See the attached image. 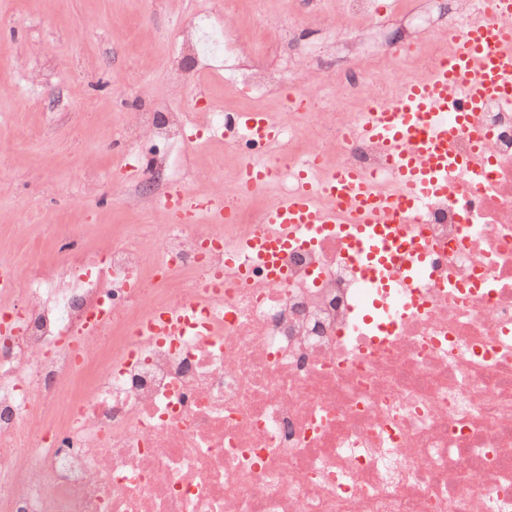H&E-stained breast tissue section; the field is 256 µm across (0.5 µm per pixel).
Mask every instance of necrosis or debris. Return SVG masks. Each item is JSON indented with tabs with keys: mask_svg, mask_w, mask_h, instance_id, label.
<instances>
[{
	"mask_svg": "<svg viewBox=\"0 0 512 512\" xmlns=\"http://www.w3.org/2000/svg\"><path fill=\"white\" fill-rule=\"evenodd\" d=\"M440 15L445 38L424 29L357 56L337 97L365 78L394 96L451 52L461 22L512 26L476 0ZM304 91L281 81L278 136L260 147L228 112L204 132L182 112L138 114L128 139L145 127L162 147L148 163L126 150L140 184L177 182L172 148L208 135L259 154L262 188L233 175L152 248L64 246L25 287L0 289V512H512V105L487 100L450 145L467 167L394 213L381 282L338 229L289 244L279 279L243 250L276 230L269 188L290 196L316 158L314 181L354 167L374 191H400L358 113L302 111ZM413 244L432 257L409 288ZM179 307L191 315L176 333L143 332Z\"/></svg>",
	"mask_w": 512,
	"mask_h": 512,
	"instance_id": "obj_1",
	"label": "necrosis or debris"
}]
</instances>
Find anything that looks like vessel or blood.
<instances>
[{"instance_id":"obj_1","label":"vessel or blood","mask_w":512,"mask_h":512,"mask_svg":"<svg viewBox=\"0 0 512 512\" xmlns=\"http://www.w3.org/2000/svg\"><path fill=\"white\" fill-rule=\"evenodd\" d=\"M490 98L512 104V29L493 30L471 21L463 26L452 53L425 79L404 85L394 99L370 102L360 115L361 134L387 147L401 195L373 192L353 169L329 172L319 184L304 170L297 176L296 193L273 205L266 223L288 237L316 224L335 223V203H347L355 215L357 234L351 243L357 254L370 265L384 262L391 237H375L368 225L377 223L380 213L418 208L444 190L453 158L450 140ZM235 125L255 143L277 136L263 112L237 113ZM319 194L330 198L332 207L318 205Z\"/></svg>"}]
</instances>
